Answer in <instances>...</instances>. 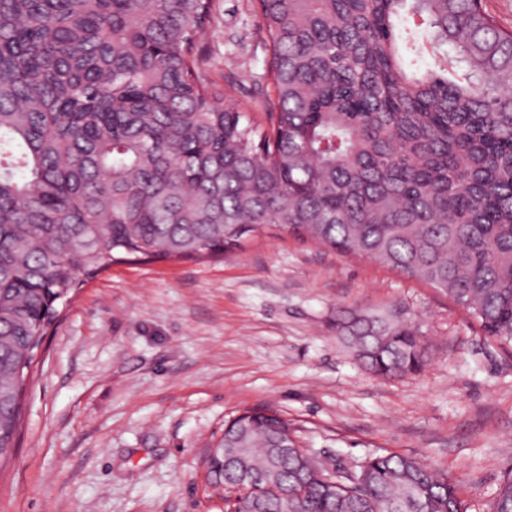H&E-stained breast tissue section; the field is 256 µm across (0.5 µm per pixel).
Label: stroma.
Here are the masks:
<instances>
[{
    "label": "stroma",
    "mask_w": 512,
    "mask_h": 512,
    "mask_svg": "<svg viewBox=\"0 0 512 512\" xmlns=\"http://www.w3.org/2000/svg\"><path fill=\"white\" fill-rule=\"evenodd\" d=\"M265 39L254 0H211L201 68L259 121ZM391 309L432 349L420 373L382 379L338 340L336 316ZM252 410L345 467L419 457L489 512L512 469V348L439 291L273 228L221 258L118 262L35 352L0 512H224L205 462Z\"/></svg>",
    "instance_id": "1"
}]
</instances>
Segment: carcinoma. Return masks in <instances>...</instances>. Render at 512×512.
<instances>
[{
    "instance_id": "cac0c4a2",
    "label": "carcinoma",
    "mask_w": 512,
    "mask_h": 512,
    "mask_svg": "<svg viewBox=\"0 0 512 512\" xmlns=\"http://www.w3.org/2000/svg\"><path fill=\"white\" fill-rule=\"evenodd\" d=\"M255 2L269 131L201 71L211 0H0V460L58 305L115 262L220 257L267 226L436 288L512 345V32L483 0ZM337 331L378 377L428 361L387 314ZM224 448L212 472L248 490L227 510L468 512L422 459L330 468L267 411ZM491 512H512V470Z\"/></svg>"
}]
</instances>
